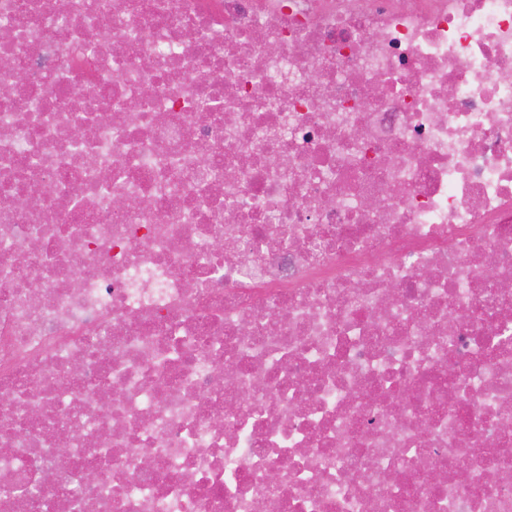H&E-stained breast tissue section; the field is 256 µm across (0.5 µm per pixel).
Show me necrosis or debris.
<instances>
[{
	"label": "necrosis or debris",
	"mask_w": 512,
	"mask_h": 512,
	"mask_svg": "<svg viewBox=\"0 0 512 512\" xmlns=\"http://www.w3.org/2000/svg\"><path fill=\"white\" fill-rule=\"evenodd\" d=\"M0 85V512H512V0H0Z\"/></svg>",
	"instance_id": "1"
}]
</instances>
